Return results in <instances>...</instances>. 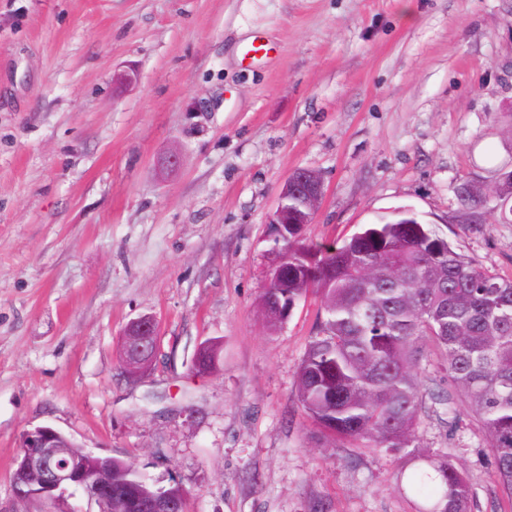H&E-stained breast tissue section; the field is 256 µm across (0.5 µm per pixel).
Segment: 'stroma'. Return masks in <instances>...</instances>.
Masks as SVG:
<instances>
[{
    "instance_id": "obj_1",
    "label": "stroma",
    "mask_w": 512,
    "mask_h": 512,
    "mask_svg": "<svg viewBox=\"0 0 512 512\" xmlns=\"http://www.w3.org/2000/svg\"><path fill=\"white\" fill-rule=\"evenodd\" d=\"M298 168L324 184L307 240L403 206L512 278V0H0V512H59L9 487L43 425L182 483L187 512H416L404 455L327 436L298 401L318 301L273 334L255 307ZM144 313L158 354L133 382L119 346ZM418 376L419 448L462 468L472 512H512L443 356ZM221 348L219 340L209 339L200 343L193 357V369L200 374L212 372L217 366ZM210 365H213V369H209Z\"/></svg>"
}]
</instances>
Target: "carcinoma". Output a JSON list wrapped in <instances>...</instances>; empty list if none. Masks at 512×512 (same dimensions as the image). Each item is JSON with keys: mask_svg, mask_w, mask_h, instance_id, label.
Wrapping results in <instances>:
<instances>
[{"mask_svg": "<svg viewBox=\"0 0 512 512\" xmlns=\"http://www.w3.org/2000/svg\"><path fill=\"white\" fill-rule=\"evenodd\" d=\"M321 313L297 372L299 402L325 434L391 448L413 459L401 489L417 512H471L473 492L446 456L417 453L423 347L445 358L456 400L477 422L499 492L512 504V278L474 266L407 210L381 216L342 242L311 243L288 225V256L258 307L277 330L308 294ZM112 469V512L157 499L182 505L187 490L161 485L132 463L86 457L85 472Z\"/></svg>", "mask_w": 512, "mask_h": 512, "instance_id": "obj_1", "label": "carcinoma"}]
</instances>
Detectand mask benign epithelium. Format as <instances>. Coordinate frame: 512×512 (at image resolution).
<instances>
[{"label":"benign epithelium","mask_w":512,"mask_h":512,"mask_svg":"<svg viewBox=\"0 0 512 512\" xmlns=\"http://www.w3.org/2000/svg\"><path fill=\"white\" fill-rule=\"evenodd\" d=\"M323 196V182L312 170H295L283 185L277 205L269 221L276 241L288 239L285 227L290 224H310L315 204ZM159 324L155 316L144 314L132 319L125 328L120 362L130 376H139L152 365L157 355ZM222 343L209 339L200 343L193 357V369L206 374L209 366L217 365ZM21 454L15 459L12 483L15 491L25 496L37 485L49 493V498L63 503L78 491L98 506L97 512H112V473L107 471L90 480L83 477L82 457L69 448L70 438L50 426H37L26 431L20 441Z\"/></svg>","instance_id":"7a95c632"}]
</instances>
